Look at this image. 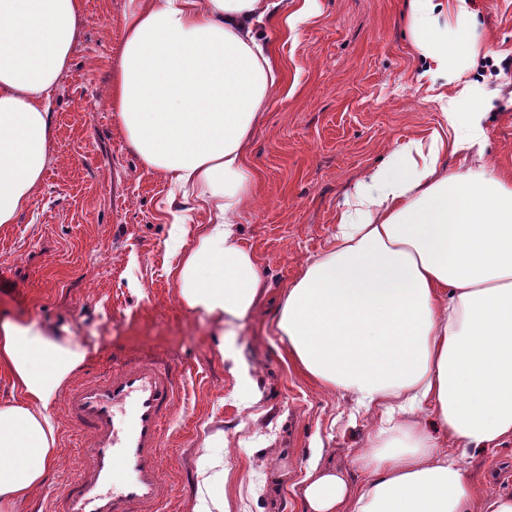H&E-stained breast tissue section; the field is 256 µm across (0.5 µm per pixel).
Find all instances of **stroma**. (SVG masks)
<instances>
[{
    "instance_id": "obj_1",
    "label": "stroma",
    "mask_w": 512,
    "mask_h": 512,
    "mask_svg": "<svg viewBox=\"0 0 512 512\" xmlns=\"http://www.w3.org/2000/svg\"><path fill=\"white\" fill-rule=\"evenodd\" d=\"M270 2L256 32L287 75L251 134L252 200L236 226L265 292L236 335L221 337L181 304L167 269L204 217L173 225L187 203L166 174L142 165L111 110L126 0H84L81 34L51 94L42 187L17 223L0 229V315L68 328L92 350L87 374L141 353L184 373L161 457L175 481L168 512H187L201 494L223 495L229 512H303L304 481L316 467L353 488L366 481L356 456L378 411L356 410L351 396L288 362L274 320L284 288L331 245L344 193L397 145L445 127L436 100L444 88L477 78L479 94L494 97L483 159L512 181V65H502L512 62V0H467L466 17L449 8L440 23L452 37L467 30L463 50L478 68L445 79L426 75L404 0H311L291 33L284 19L302 0ZM52 412L57 461L29 512H49L78 466L81 436L62 401ZM219 431L220 477L202 461L204 440ZM463 463L483 490L512 492V440Z\"/></svg>"
}]
</instances>
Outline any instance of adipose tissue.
I'll return each instance as SVG.
<instances>
[{"instance_id": "1", "label": "adipose tissue", "mask_w": 512, "mask_h": 512, "mask_svg": "<svg viewBox=\"0 0 512 512\" xmlns=\"http://www.w3.org/2000/svg\"><path fill=\"white\" fill-rule=\"evenodd\" d=\"M415 49L432 72L469 59L438 18L447 0H409ZM267 0H127L111 108L144 167L208 215L169 269L181 303L234 328L258 306L257 261L233 229L251 198L245 145L282 75L252 28ZM83 0H0V228L39 191ZM412 138L368 169L336 214L333 245L285 291L275 329L307 376L384 417L351 493L323 471L307 512H512L482 495L440 437L485 449L512 438V182L492 165L448 171L483 133V113ZM90 357L72 333L0 317V512H18L57 460L52 407Z\"/></svg>"}]
</instances>
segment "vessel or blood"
I'll return each mask as SVG.
<instances>
[{"instance_id":"b4317fda","label":"vessel or blood","mask_w":512,"mask_h":512,"mask_svg":"<svg viewBox=\"0 0 512 512\" xmlns=\"http://www.w3.org/2000/svg\"><path fill=\"white\" fill-rule=\"evenodd\" d=\"M182 377L144 355L69 387L65 411L84 439V452L53 512H165L172 489L159 460Z\"/></svg>"}]
</instances>
